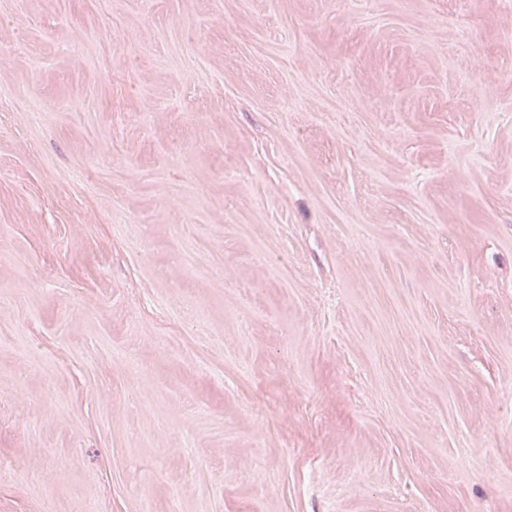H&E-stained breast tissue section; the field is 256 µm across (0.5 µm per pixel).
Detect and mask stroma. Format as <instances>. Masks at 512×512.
Returning a JSON list of instances; mask_svg holds the SVG:
<instances>
[{"mask_svg":"<svg viewBox=\"0 0 512 512\" xmlns=\"http://www.w3.org/2000/svg\"><path fill=\"white\" fill-rule=\"evenodd\" d=\"M0 512H512V0H0Z\"/></svg>","mask_w":512,"mask_h":512,"instance_id":"obj_1","label":"stroma"}]
</instances>
